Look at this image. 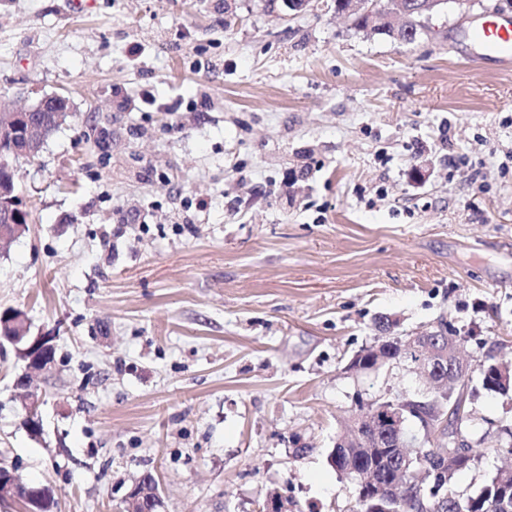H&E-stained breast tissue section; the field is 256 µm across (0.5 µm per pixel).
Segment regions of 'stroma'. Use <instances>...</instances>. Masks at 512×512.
Returning a JSON list of instances; mask_svg holds the SVG:
<instances>
[{
	"label": "stroma",
	"mask_w": 512,
	"mask_h": 512,
	"mask_svg": "<svg viewBox=\"0 0 512 512\" xmlns=\"http://www.w3.org/2000/svg\"><path fill=\"white\" fill-rule=\"evenodd\" d=\"M232 10H225V2ZM512 0L431 15L413 43L355 33L334 0H0V109L60 94L72 118L16 163L29 231L0 247V312L53 337L31 375L0 346V464L59 512H355L327 456L358 402L420 387L349 370L376 317L447 322L512 365V67L463 37ZM453 479L503 463L512 392L472 381ZM141 479H139L137 482L133 483L131 488L128 490V492L124 496V501L126 502L128 506V512H159V510H155L157 508H161L163 501L162 497L160 495V492L156 489L152 492H149L145 484L141 483ZM153 494L152 497H148V503L152 505L150 509L144 507L145 503V497L147 495ZM143 507L142 510L137 511Z\"/></svg>",
	"instance_id": "35a3bbf8"
}]
</instances>
